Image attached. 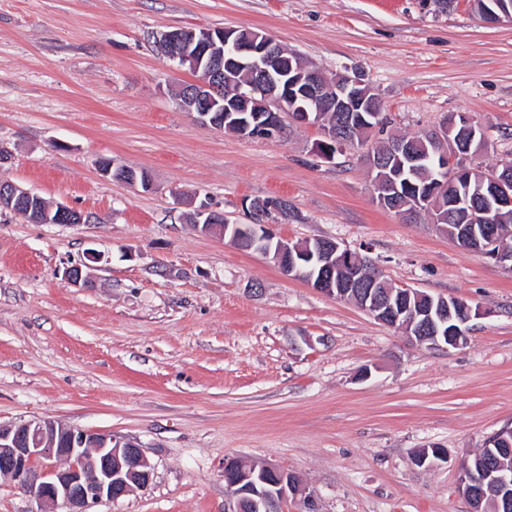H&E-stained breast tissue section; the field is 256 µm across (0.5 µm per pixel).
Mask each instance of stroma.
Wrapping results in <instances>:
<instances>
[{
  "label": "stroma",
  "mask_w": 512,
  "mask_h": 512,
  "mask_svg": "<svg viewBox=\"0 0 512 512\" xmlns=\"http://www.w3.org/2000/svg\"><path fill=\"white\" fill-rule=\"evenodd\" d=\"M178 28L257 29L327 76L363 73L387 116L371 139L464 112L481 166L512 161V21L469 0H0V181L83 217L0 213V425L136 442L150 483L96 512H232L234 457L291 473L317 512H471L461 467L512 428V273L379 207L356 152L316 155L318 128L196 121L173 98L191 73L156 46ZM101 158L151 190L102 177ZM269 198L288 204L277 237L334 240L395 285L479 307L466 344L421 347L187 218L205 201L249 224ZM432 446L446 461L416 465Z\"/></svg>",
  "instance_id": "35a3bbf8"
}]
</instances>
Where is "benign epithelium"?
Here are the masks:
<instances>
[{
	"label": "benign epithelium",
	"instance_id": "obj_1",
	"mask_svg": "<svg viewBox=\"0 0 512 512\" xmlns=\"http://www.w3.org/2000/svg\"><path fill=\"white\" fill-rule=\"evenodd\" d=\"M481 20L489 25L504 21V11L496 0H476ZM165 51L175 45L172 54L182 66L190 65L196 79L180 88L179 103L197 121L215 129H224L247 138L271 139L283 135V122L317 125L322 139L315 152L326 160L336 155V128L323 121L325 112H379L381 101L372 95L364 76L338 75L327 78L320 69L302 66L296 74L282 79L280 60L285 49L275 40L249 29H174L160 40ZM468 134L464 152L452 138L458 126ZM429 138L441 145L443 161H452L448 171L455 204L467 203L471 185L486 190L484 207L473 213L471 223L459 227L455 241L466 251H475L493 259L512 272V254L504 251L493 231L498 214L512 210V184L507 179L488 175L473 158L484 148L481 126L467 114H452ZM393 157L400 161V172H414L419 159L398 144ZM106 178L150 190L147 180L113 159L99 161ZM27 208L39 223L70 224L79 220L70 207L43 204L29 189L0 183V208ZM196 227L208 233L218 229L232 242L273 257L287 277L299 278L316 290L340 300L350 299L352 288L363 289L356 304L382 324L403 330L416 343L434 349L452 348L467 340L466 324L479 311L464 299L441 297L399 288V306L384 299L373 289L379 287L378 274L371 264L351 250L330 239L292 244L275 238L264 224L244 229L230 224L224 214L202 204L195 212ZM349 268L348 280L336 285L333 271ZM512 455V429L492 436L485 448ZM63 459L67 467L48 466L38 473L39 460ZM0 474L11 477L17 486L38 503L61 504L66 512H92L104 500L126 495L134 486L144 487L152 479V466L139 445L114 435L74 429L51 420H31L8 427L0 426ZM224 484L235 499V512H248V506L261 500L268 512H280L288 499L314 500V493L295 478L273 465L259 468L224 460ZM459 488L471 504L472 512H512V466L465 465Z\"/></svg>",
	"mask_w": 512,
	"mask_h": 512
}]
</instances>
